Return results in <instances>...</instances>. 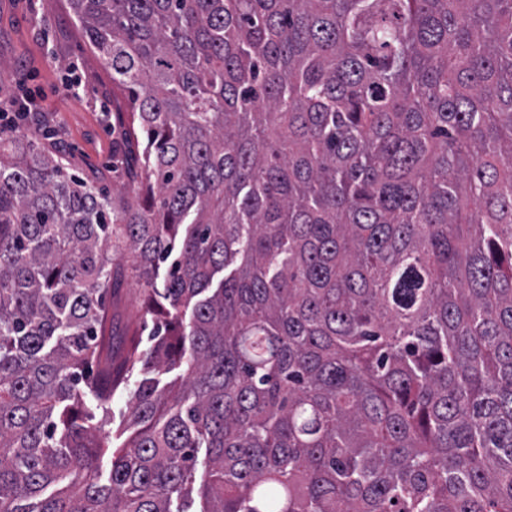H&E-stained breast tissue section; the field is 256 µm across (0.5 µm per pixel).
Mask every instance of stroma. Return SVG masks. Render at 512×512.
Here are the masks:
<instances>
[{
    "label": "stroma",
    "mask_w": 512,
    "mask_h": 512,
    "mask_svg": "<svg viewBox=\"0 0 512 512\" xmlns=\"http://www.w3.org/2000/svg\"><path fill=\"white\" fill-rule=\"evenodd\" d=\"M69 77L77 81L78 95H63ZM31 91L46 105V144L66 156L70 173L98 171L111 189L126 185L124 174L112 170V142L120 134L112 76L90 49L68 0H0V93L19 97ZM151 327L143 291L126 282L112 299L115 335Z\"/></svg>",
    "instance_id": "35a3bbf8"
}]
</instances>
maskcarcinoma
Segmentation results:
<instances>
[{"label": "carcinoma", "instance_id": "1", "mask_svg": "<svg viewBox=\"0 0 512 512\" xmlns=\"http://www.w3.org/2000/svg\"><path fill=\"white\" fill-rule=\"evenodd\" d=\"M69 4L134 199L0 130V512H512V0ZM145 295L133 282L128 281L112 298V330L115 336H126L133 331L142 332L144 344L152 327L150 316H145ZM128 400H129V390L122 389L116 392L112 399V423L106 427V429H110L112 432V439L116 443H121L125 440V438L133 432V428L126 432L120 439H116L115 431L122 426L128 416Z\"/></svg>", "mask_w": 512, "mask_h": 512}]
</instances>
